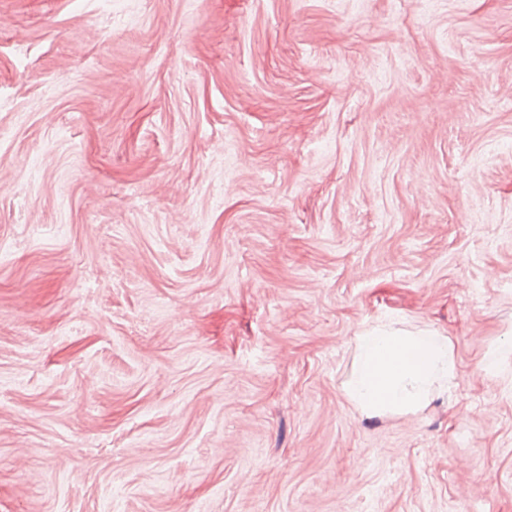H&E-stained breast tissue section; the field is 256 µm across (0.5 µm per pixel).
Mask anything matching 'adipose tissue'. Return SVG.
Segmentation results:
<instances>
[{
	"mask_svg": "<svg viewBox=\"0 0 512 512\" xmlns=\"http://www.w3.org/2000/svg\"><path fill=\"white\" fill-rule=\"evenodd\" d=\"M354 342V368L345 392L365 415L417 411L456 378L447 337L431 331L375 326L357 334Z\"/></svg>",
	"mask_w": 512,
	"mask_h": 512,
	"instance_id": "ef3b65f1",
	"label": "adipose tissue"
}]
</instances>
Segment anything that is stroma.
<instances>
[{
	"label": "stroma",
	"instance_id": "1",
	"mask_svg": "<svg viewBox=\"0 0 512 512\" xmlns=\"http://www.w3.org/2000/svg\"><path fill=\"white\" fill-rule=\"evenodd\" d=\"M510 346L512 0H0V512H512ZM354 368L345 392L365 415L410 413L447 391L457 370L445 336L429 330L365 329L354 338Z\"/></svg>",
	"mask_w": 512,
	"mask_h": 512
}]
</instances>
